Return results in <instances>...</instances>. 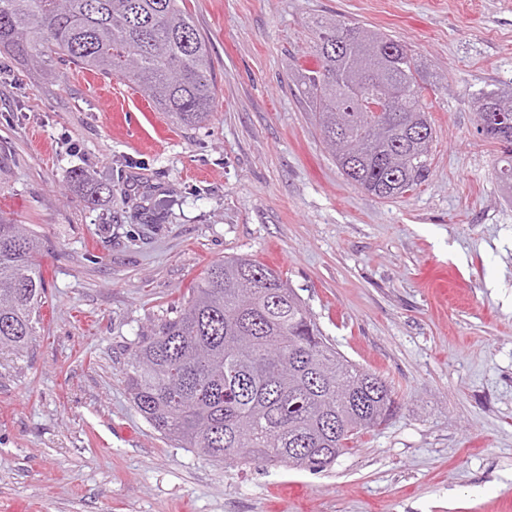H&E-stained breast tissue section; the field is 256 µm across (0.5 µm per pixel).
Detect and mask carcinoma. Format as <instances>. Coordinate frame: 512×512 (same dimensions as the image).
Here are the masks:
<instances>
[{"label": "carcinoma", "instance_id": "1", "mask_svg": "<svg viewBox=\"0 0 512 512\" xmlns=\"http://www.w3.org/2000/svg\"><path fill=\"white\" fill-rule=\"evenodd\" d=\"M346 25L313 22L318 66L301 74V93L346 180L398 198L430 174L427 82L406 44L357 24L341 53H329L327 37ZM0 52L28 68L56 62L124 79L179 126L213 112L211 49L183 0H0ZM479 101L477 123L502 120L478 131L512 145V90ZM41 248L24 225L0 222V350L22 354L31 343ZM132 367L127 386L149 424L221 464L323 469L398 408L387 382L327 341L276 270L244 255L213 263L181 305L138 334Z\"/></svg>", "mask_w": 512, "mask_h": 512}]
</instances>
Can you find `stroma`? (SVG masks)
Segmentation results:
<instances>
[{
  "mask_svg": "<svg viewBox=\"0 0 512 512\" xmlns=\"http://www.w3.org/2000/svg\"><path fill=\"white\" fill-rule=\"evenodd\" d=\"M216 107L173 125L126 80L0 53V221L39 237L27 353L0 352V512H512V185L477 131L512 89V0H186ZM407 44L427 90L430 176L379 199L347 182L300 94L309 25ZM82 168L111 186L88 203ZM279 271L323 334L394 389L386 426L320 471L218 465L130 399L142 327L212 263Z\"/></svg>",
  "mask_w": 512,
  "mask_h": 512,
  "instance_id": "35a3bbf8",
  "label": "stroma"
}]
</instances>
